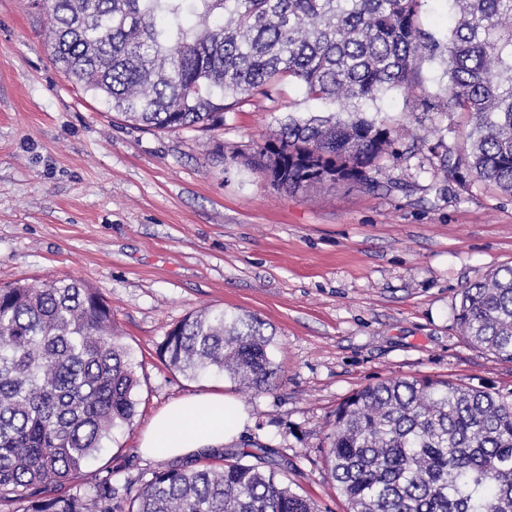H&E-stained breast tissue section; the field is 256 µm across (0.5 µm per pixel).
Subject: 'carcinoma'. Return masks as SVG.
<instances>
[{"instance_id":"carcinoma-1","label":"carcinoma","mask_w":512,"mask_h":512,"mask_svg":"<svg viewBox=\"0 0 512 512\" xmlns=\"http://www.w3.org/2000/svg\"><path fill=\"white\" fill-rule=\"evenodd\" d=\"M426 0H32L65 78L146 129L211 130L242 100L288 80L331 114L288 116L261 143L221 159L273 188L364 186L400 155L385 119L359 105L410 91L426 110L462 112L455 156L429 147L447 178L467 173L512 196V0H451L441 42L424 29ZM446 59L430 92L425 61ZM454 320L467 341L512 362V265L464 288ZM251 315L204 309L159 346L170 367L217 373L261 392L279 368L274 333ZM139 380L103 298L80 279L0 288V504L23 512H317L272 470L238 458L222 467H163L124 499L112 473L75 484L112 430L132 421ZM327 466L348 512H512V391L452 379L394 378L336 409ZM48 485L52 496L40 495Z\"/></svg>"}]
</instances>
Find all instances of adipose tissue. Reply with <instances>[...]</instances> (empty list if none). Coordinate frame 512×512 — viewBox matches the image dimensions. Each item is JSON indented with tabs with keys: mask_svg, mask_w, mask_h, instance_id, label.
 I'll use <instances>...</instances> for the list:
<instances>
[{
	"mask_svg": "<svg viewBox=\"0 0 512 512\" xmlns=\"http://www.w3.org/2000/svg\"><path fill=\"white\" fill-rule=\"evenodd\" d=\"M242 407L220 393L172 402L144 433L140 451L149 457H181L223 445L243 428Z\"/></svg>",
	"mask_w": 512,
	"mask_h": 512,
	"instance_id": "adipose-tissue-1",
	"label": "adipose tissue"
}]
</instances>
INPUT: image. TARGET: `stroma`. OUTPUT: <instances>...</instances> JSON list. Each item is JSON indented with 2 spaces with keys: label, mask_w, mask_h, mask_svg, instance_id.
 <instances>
[{
  "label": "stroma",
  "mask_w": 512,
  "mask_h": 512,
  "mask_svg": "<svg viewBox=\"0 0 512 512\" xmlns=\"http://www.w3.org/2000/svg\"><path fill=\"white\" fill-rule=\"evenodd\" d=\"M44 25L28 0H0V288L83 280L111 307L140 378L132 423L113 430L81 482L108 472L117 489L138 487L169 463L138 451L153 417L172 400L221 393L247 415L225 454L258 443L261 465L319 512H346L326 463L345 398L412 376L512 389V363L454 322L463 288L512 265V197L445 180L412 147L444 128L457 149L466 114L425 112L389 91L364 114L390 119L407 152L384 162L379 188L285 193L217 148L262 142L288 116L329 105L287 84L236 105L214 131L147 130L59 72ZM204 308L272 326L269 390L168 367L166 332Z\"/></svg>",
  "instance_id": "1"
}]
</instances>
